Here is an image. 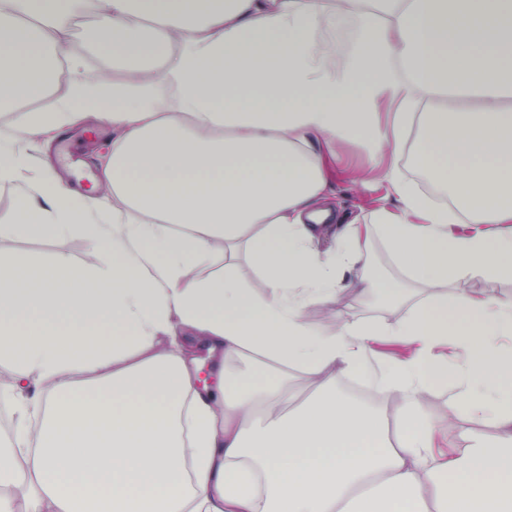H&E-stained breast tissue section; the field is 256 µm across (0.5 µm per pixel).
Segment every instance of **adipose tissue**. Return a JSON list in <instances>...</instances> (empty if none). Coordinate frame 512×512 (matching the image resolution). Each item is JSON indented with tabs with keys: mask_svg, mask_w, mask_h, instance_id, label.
<instances>
[{
	"mask_svg": "<svg viewBox=\"0 0 512 512\" xmlns=\"http://www.w3.org/2000/svg\"><path fill=\"white\" fill-rule=\"evenodd\" d=\"M91 8L121 77L66 51ZM57 66L66 92L0 133V241L56 245L0 253V512H512V300L468 287L512 279V0H0V108ZM92 123L90 190L32 162ZM413 127L449 204L393 161ZM359 138L387 162L368 224L331 201ZM376 232L425 296L371 325L334 304L377 294ZM384 342L407 352L371 400L337 394ZM3 251L11 250H24L31 252L40 257H49L55 250L56 247L49 241H38V240H17L7 241L0 243Z\"/></svg>",
	"mask_w": 512,
	"mask_h": 512,
	"instance_id": "obj_1",
	"label": "adipose tissue"
}]
</instances>
